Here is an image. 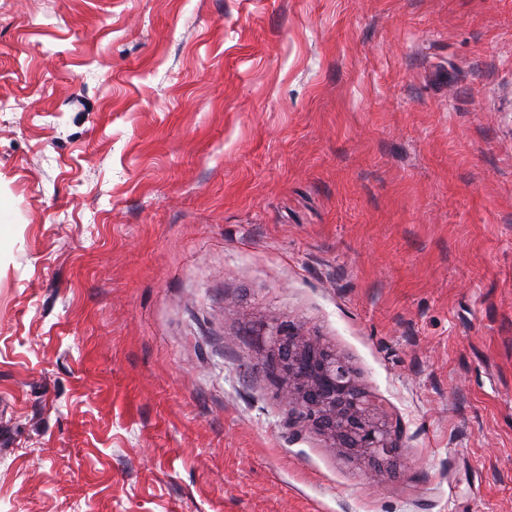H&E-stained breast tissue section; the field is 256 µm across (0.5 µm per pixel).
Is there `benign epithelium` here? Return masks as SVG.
Instances as JSON below:
<instances>
[{"instance_id":"benign-epithelium-1","label":"benign epithelium","mask_w":512,"mask_h":512,"mask_svg":"<svg viewBox=\"0 0 512 512\" xmlns=\"http://www.w3.org/2000/svg\"><path fill=\"white\" fill-rule=\"evenodd\" d=\"M267 336L284 374L283 396L295 422L324 432L339 452L361 453L378 463L400 453L391 427L372 417L369 400L336 353L291 324L273 326Z\"/></svg>"}]
</instances>
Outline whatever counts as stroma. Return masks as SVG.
<instances>
[{"mask_svg": "<svg viewBox=\"0 0 512 512\" xmlns=\"http://www.w3.org/2000/svg\"><path fill=\"white\" fill-rule=\"evenodd\" d=\"M0 512H512V0H0ZM267 336L295 422L324 432L339 452L361 453L380 464L400 453L391 427L371 416L375 411L369 400L335 352L291 324L272 326Z\"/></svg>", "mask_w": 512, "mask_h": 512, "instance_id": "stroma-1", "label": "stroma"}]
</instances>
